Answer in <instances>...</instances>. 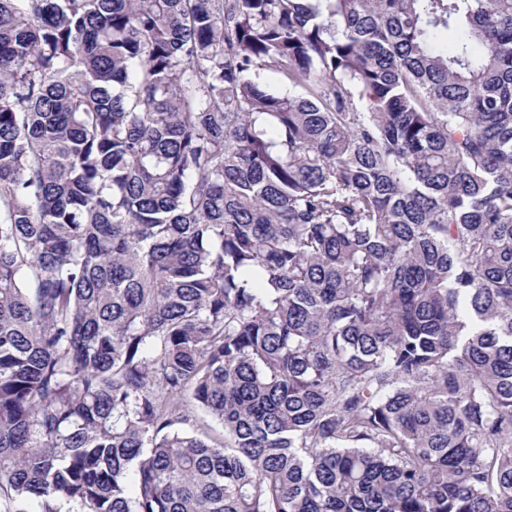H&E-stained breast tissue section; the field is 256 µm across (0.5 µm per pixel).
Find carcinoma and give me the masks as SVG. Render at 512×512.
<instances>
[{"mask_svg":"<svg viewBox=\"0 0 512 512\" xmlns=\"http://www.w3.org/2000/svg\"><path fill=\"white\" fill-rule=\"evenodd\" d=\"M31 499L512 512V0H0Z\"/></svg>","mask_w":512,"mask_h":512,"instance_id":"carcinoma-1","label":"carcinoma"}]
</instances>
